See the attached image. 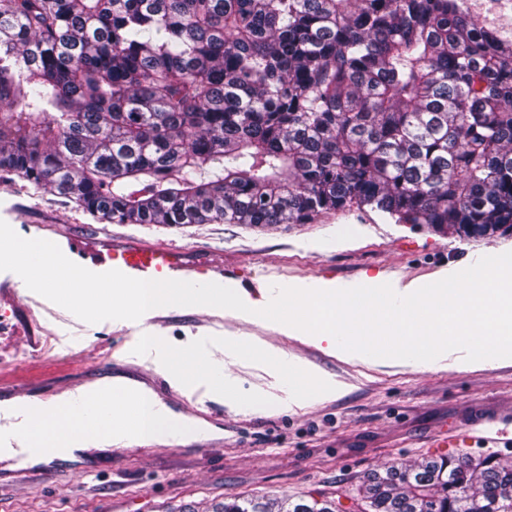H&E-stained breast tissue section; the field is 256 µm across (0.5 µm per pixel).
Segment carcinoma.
I'll use <instances>...</instances> for the list:
<instances>
[{
	"label": "carcinoma",
	"mask_w": 512,
	"mask_h": 512,
	"mask_svg": "<svg viewBox=\"0 0 512 512\" xmlns=\"http://www.w3.org/2000/svg\"><path fill=\"white\" fill-rule=\"evenodd\" d=\"M0 171L102 224L512 232V40L455 0H0ZM222 512H512V464Z\"/></svg>",
	"instance_id": "obj_1"
}]
</instances>
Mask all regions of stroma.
<instances>
[{
  "label": "stroma",
  "instance_id": "1",
  "mask_svg": "<svg viewBox=\"0 0 512 512\" xmlns=\"http://www.w3.org/2000/svg\"><path fill=\"white\" fill-rule=\"evenodd\" d=\"M0 220L22 237L34 225L82 237L129 236L191 251L245 281L344 286L377 278L398 288L438 281L479 258L512 251V235L465 238L395 223L371 208L319 215L310 224H100L57 194L0 172ZM245 337L262 354L235 346ZM224 375L175 385L154 440L76 460L51 458L52 474L0 488V512H212L224 500L307 496L351 505L367 476L451 455L439 439L477 421L512 420V361L468 362L452 351L429 362L354 357L290 336L257 316L175 306L163 327L86 323L17 283L0 295V428L27 434V408L58 391L165 376L178 353ZM312 371L330 392L291 377ZM210 413L191 428L182 405ZM207 429L218 451L206 450Z\"/></svg>",
  "mask_w": 512,
  "mask_h": 512
}]
</instances>
